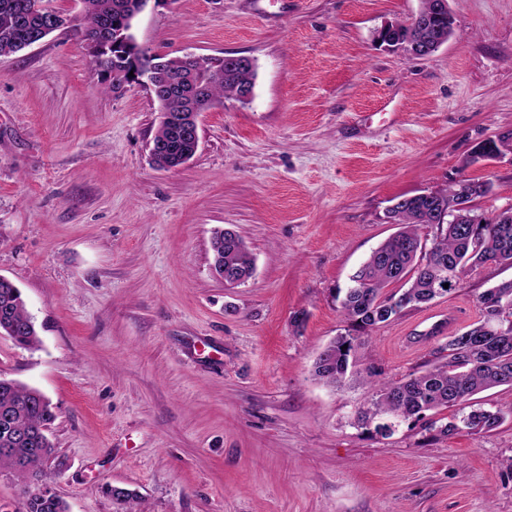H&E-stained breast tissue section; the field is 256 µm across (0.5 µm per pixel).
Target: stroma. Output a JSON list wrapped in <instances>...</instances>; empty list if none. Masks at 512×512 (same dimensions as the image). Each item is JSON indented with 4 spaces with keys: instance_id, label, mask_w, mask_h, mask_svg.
I'll use <instances>...</instances> for the list:
<instances>
[{
    "instance_id": "1",
    "label": "stroma",
    "mask_w": 512,
    "mask_h": 512,
    "mask_svg": "<svg viewBox=\"0 0 512 512\" xmlns=\"http://www.w3.org/2000/svg\"><path fill=\"white\" fill-rule=\"evenodd\" d=\"M455 33L413 58L381 45L422 0H167L137 42L172 57L236 53L254 97L202 113L196 155L162 170L157 103L104 89L79 36L58 31L0 56V276L39 328L0 336V378L52 403L68 466L49 479L69 512H512V389L478 394L502 422L440 436L453 409L388 436L356 415L374 384L433 365L477 298L512 279L487 266L429 306L368 332L373 382L331 387L314 360L347 327L337 289L397 232L395 201L486 180L474 207L512 209V0H449ZM502 140L500 157L471 162ZM255 263L225 287L215 229ZM457 311L452 328L437 327ZM302 324H294L297 313Z\"/></svg>"
}]
</instances>
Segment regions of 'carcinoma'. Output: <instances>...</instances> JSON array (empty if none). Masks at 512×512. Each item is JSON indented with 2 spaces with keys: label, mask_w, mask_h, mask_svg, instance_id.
<instances>
[{
  "label": "carcinoma",
  "mask_w": 512,
  "mask_h": 512,
  "mask_svg": "<svg viewBox=\"0 0 512 512\" xmlns=\"http://www.w3.org/2000/svg\"><path fill=\"white\" fill-rule=\"evenodd\" d=\"M52 0H0V56L19 52L29 40L43 39L65 21L64 12ZM77 29L94 41L88 46L92 70L115 89L132 81L129 73L148 68L154 85L161 89L165 120L153 141L162 142L163 162L170 168L193 153L181 129L183 114L200 103L213 104L235 96L245 86L255 85V65L248 59L214 65L207 57L191 60L155 53L141 61L132 33L138 0H81ZM389 38L417 44L448 41V15L435 27L399 22ZM458 196V184L433 192V197L403 198L389 211L400 230L381 243L352 275V285L341 298V313L351 331L339 334L313 363L316 379L331 386L347 375L366 379L368 368L358 367L356 351L364 344L362 334L388 323L407 308L429 304L461 286L476 269L494 264L512 267V224L437 225L432 241L433 257L419 262L423 250L421 227L438 220L440 206ZM211 257L224 270L250 277L254 260L236 232L217 230L210 240ZM395 291H388L392 285ZM481 319L467 330L448 337L441 350L445 360L403 379L383 383L368 406L357 413L358 423L368 426L380 420L398 425L419 419L425 412L457 407L461 414L439 426L443 436L462 430L469 434L488 432L502 420L499 411L474 408L464 412L478 393L500 386L512 387V279L502 281L478 297ZM0 335L17 346L33 349L39 344L37 326L26 309L20 288L0 278ZM55 419L50 401L36 388L0 378V471L20 481L26 512H68V505L55 492L43 493L38 481L47 469L62 468L47 432ZM113 512H133V491L110 487Z\"/></svg>",
  "instance_id": "obj_1"
}]
</instances>
